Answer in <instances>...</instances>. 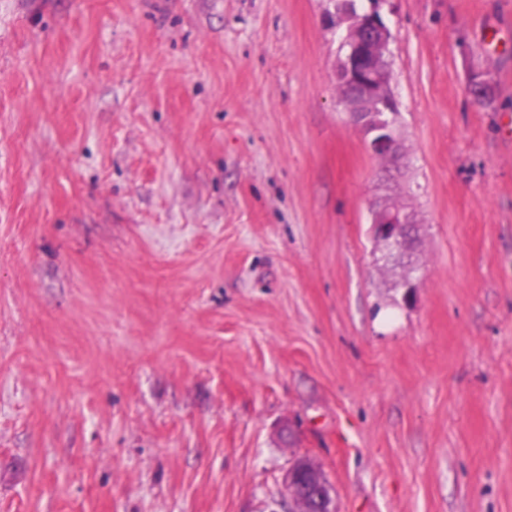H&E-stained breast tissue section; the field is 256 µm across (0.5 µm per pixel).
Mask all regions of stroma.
I'll return each mask as SVG.
<instances>
[{
    "mask_svg": "<svg viewBox=\"0 0 512 512\" xmlns=\"http://www.w3.org/2000/svg\"><path fill=\"white\" fill-rule=\"evenodd\" d=\"M326 8L0 0V512H512V0H381L395 170ZM372 211V234L379 245L380 259L400 261L404 258L402 264L406 266V272L398 287L404 289L402 302L410 305L414 299V289L418 286L421 268L409 258L408 242L418 223L413 213L388 202L379 204ZM308 461L304 459H299L295 462L294 468L300 475L299 482L306 487H312L320 492H322L325 496L329 497L331 494V487L324 476L323 472L321 470H308L307 469V463ZM320 494L316 497V501L319 503L320 510L319 512H335L336 511V505L334 504V501L330 503H327L323 494Z\"/></svg>",
    "mask_w": 512,
    "mask_h": 512,
    "instance_id": "35a3bbf8",
    "label": "stroma"
}]
</instances>
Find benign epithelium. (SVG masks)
<instances>
[{
	"instance_id": "benign-epithelium-1",
	"label": "benign epithelium",
	"mask_w": 512,
	"mask_h": 512,
	"mask_svg": "<svg viewBox=\"0 0 512 512\" xmlns=\"http://www.w3.org/2000/svg\"><path fill=\"white\" fill-rule=\"evenodd\" d=\"M334 27L344 28L339 81L344 87L341 103L361 128L367 150L378 157L394 159L399 154L395 102L391 94L390 44L392 33L377 7L354 9L350 0H327ZM372 234L379 245L380 259H404L406 272L398 287L402 302L409 305L418 287L421 268L409 258L408 242L417 221L414 214L384 202L373 209ZM288 473L290 501L282 512H310L308 502L298 497Z\"/></svg>"
}]
</instances>
